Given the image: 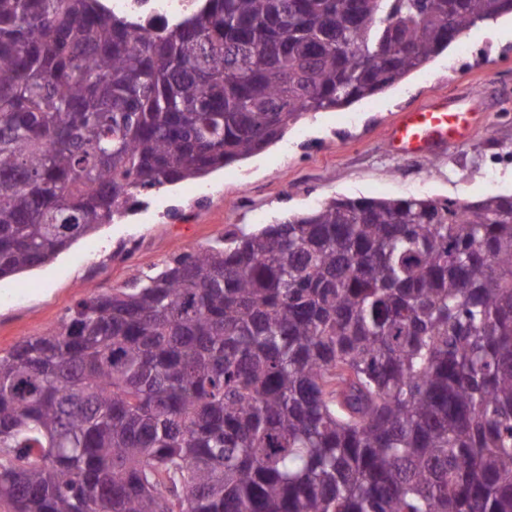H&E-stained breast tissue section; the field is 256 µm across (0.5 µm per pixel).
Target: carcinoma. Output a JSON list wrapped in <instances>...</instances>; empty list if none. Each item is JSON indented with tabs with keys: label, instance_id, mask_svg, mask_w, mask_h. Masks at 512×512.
Instances as JSON below:
<instances>
[{
	"label": "carcinoma",
	"instance_id": "1",
	"mask_svg": "<svg viewBox=\"0 0 512 512\" xmlns=\"http://www.w3.org/2000/svg\"><path fill=\"white\" fill-rule=\"evenodd\" d=\"M512 0H0V281ZM0 512H512V195L335 197L0 356ZM197 0H109L112 10L130 13L146 24L159 18L189 13L197 7Z\"/></svg>",
	"mask_w": 512,
	"mask_h": 512
}]
</instances>
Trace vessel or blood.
<instances>
[{
  "instance_id": "b4317fda",
  "label": "vessel or blood",
  "mask_w": 512,
  "mask_h": 512,
  "mask_svg": "<svg viewBox=\"0 0 512 512\" xmlns=\"http://www.w3.org/2000/svg\"><path fill=\"white\" fill-rule=\"evenodd\" d=\"M475 121L459 107L441 101L402 113L390 128L386 145L402 155L430 154L439 146L467 140Z\"/></svg>"
}]
</instances>
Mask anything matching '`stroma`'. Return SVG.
<instances>
[{"label":"stroma","mask_w":512,"mask_h":512,"mask_svg":"<svg viewBox=\"0 0 512 512\" xmlns=\"http://www.w3.org/2000/svg\"><path fill=\"white\" fill-rule=\"evenodd\" d=\"M441 98L480 113L470 139L426 156L389 152L386 132L399 114ZM491 193H512V40L484 27L380 94L304 116L257 155L139 195L128 216L9 279L0 355L55 328L90 292L124 287L230 230L250 233L333 197L475 201Z\"/></svg>","instance_id":"35a3bbf8"}]
</instances>
